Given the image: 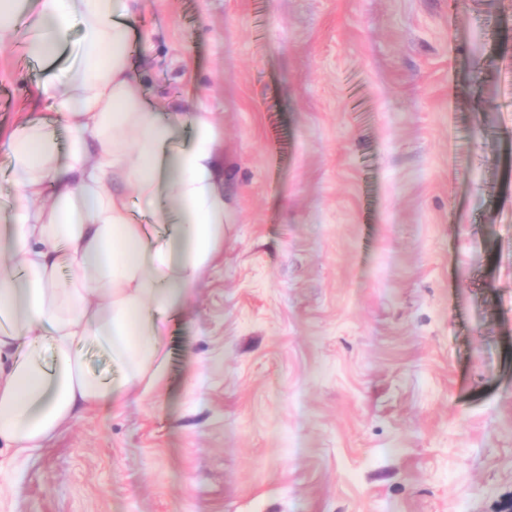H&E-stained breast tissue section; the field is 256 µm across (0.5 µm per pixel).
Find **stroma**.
I'll list each match as a JSON object with an SVG mask.
<instances>
[{"instance_id":"35a3bbf8","label":"stroma","mask_w":512,"mask_h":512,"mask_svg":"<svg viewBox=\"0 0 512 512\" xmlns=\"http://www.w3.org/2000/svg\"><path fill=\"white\" fill-rule=\"evenodd\" d=\"M147 95L221 128L224 247L166 371L0 512L512 507V0H142ZM39 67L0 47L6 142Z\"/></svg>"}]
</instances>
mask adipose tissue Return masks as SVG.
<instances>
[{"mask_svg": "<svg viewBox=\"0 0 512 512\" xmlns=\"http://www.w3.org/2000/svg\"><path fill=\"white\" fill-rule=\"evenodd\" d=\"M140 0H0V46L22 42L48 64L45 110L70 131L24 119L7 153L16 191L0 198V441L41 447L77 411L154 386L167 363L170 314L195 295L224 243L221 132L210 107L165 110L147 100L129 62ZM65 68L52 63L72 29ZM190 132L187 143L177 129ZM173 199L155 213L165 234L135 222L130 201ZM53 347V367L41 355ZM103 345L118 384L89 374L80 354Z\"/></svg>", "mask_w": 512, "mask_h": 512, "instance_id": "adipose-tissue-1", "label": "adipose tissue"}]
</instances>
